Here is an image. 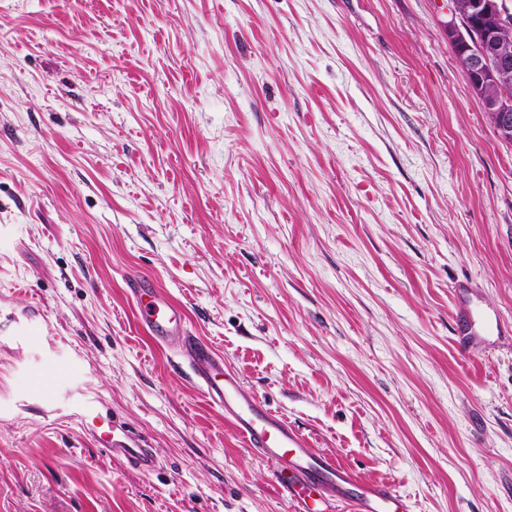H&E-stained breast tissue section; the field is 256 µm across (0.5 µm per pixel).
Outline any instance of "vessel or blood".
Instances as JSON below:
<instances>
[{
  "mask_svg": "<svg viewBox=\"0 0 512 512\" xmlns=\"http://www.w3.org/2000/svg\"><path fill=\"white\" fill-rule=\"evenodd\" d=\"M129 292L136 301L139 327L156 344L176 342L206 398L223 408L225 419L247 447L273 465L274 476L295 512H332L339 502L352 505L355 512H411L408 501L392 486L359 482L335 458L314 455L305 437L286 420L274 415L258 399L243 396L237 376L225 369L223 357L185 328L181 314L157 290L133 280ZM456 307L455 332L461 347L491 333L492 322L485 311L463 301L457 302ZM81 421L106 454L122 457L144 472L157 469L153 449L115 443L117 425L111 416L87 406Z\"/></svg>",
  "mask_w": 512,
  "mask_h": 512,
  "instance_id": "1",
  "label": "vessel or blood"
}]
</instances>
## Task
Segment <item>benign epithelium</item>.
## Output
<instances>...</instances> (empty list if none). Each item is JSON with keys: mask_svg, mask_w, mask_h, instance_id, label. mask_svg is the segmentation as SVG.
<instances>
[{"mask_svg": "<svg viewBox=\"0 0 512 512\" xmlns=\"http://www.w3.org/2000/svg\"><path fill=\"white\" fill-rule=\"evenodd\" d=\"M457 16L471 15L475 27L452 24L448 37L459 43L470 70L479 77L476 91L484 101L485 114L500 138L512 141V108L503 102L512 84V0H454Z\"/></svg>", "mask_w": 512, "mask_h": 512, "instance_id": "benign-epithelium-1", "label": "benign epithelium"}]
</instances>
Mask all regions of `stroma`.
<instances>
[{
  "label": "stroma",
  "mask_w": 512,
  "mask_h": 512,
  "mask_svg": "<svg viewBox=\"0 0 512 512\" xmlns=\"http://www.w3.org/2000/svg\"><path fill=\"white\" fill-rule=\"evenodd\" d=\"M452 8L0 0V512H294L133 278L359 481L512 512V146ZM459 282L502 327L463 354ZM82 425L93 434L101 445V450L108 455L124 458L131 466L144 471L153 472L158 467V460L151 448H127L114 442L118 428L112 416H105L91 406L83 408Z\"/></svg>",
  "instance_id": "stroma-1"
}]
</instances>
